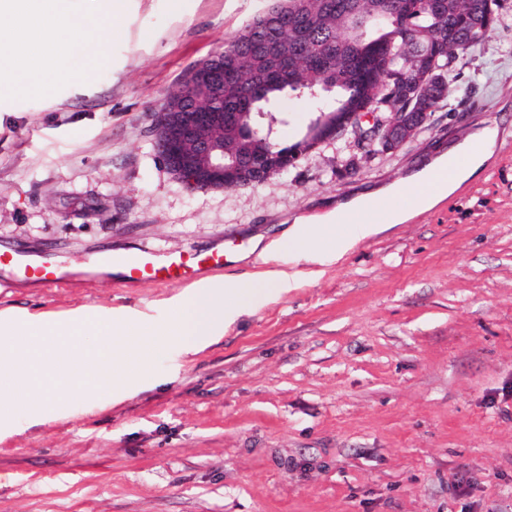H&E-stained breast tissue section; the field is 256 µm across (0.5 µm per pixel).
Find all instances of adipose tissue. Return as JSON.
Segmentation results:
<instances>
[{
	"label": "adipose tissue",
	"instance_id": "obj_1",
	"mask_svg": "<svg viewBox=\"0 0 512 512\" xmlns=\"http://www.w3.org/2000/svg\"><path fill=\"white\" fill-rule=\"evenodd\" d=\"M127 2L109 0L105 12L76 14L69 0H0V14L12 19L11 25H0V54L22 63L21 73L0 84V94L50 92L63 77L53 69V58L74 47L83 59V75H91L107 61V37L118 32ZM88 31L94 39H85ZM490 142L489 133H481L393 187L339 205L324 223H294L261 253L273 256L289 248L303 256L343 255L359 239L435 207L482 167L490 156Z\"/></svg>",
	"mask_w": 512,
	"mask_h": 512
}]
</instances>
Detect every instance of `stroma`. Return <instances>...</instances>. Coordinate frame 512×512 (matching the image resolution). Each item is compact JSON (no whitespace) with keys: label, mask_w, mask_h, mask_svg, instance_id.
Returning <instances> with one entry per match:
<instances>
[{"label":"stroma","mask_w":512,"mask_h":512,"mask_svg":"<svg viewBox=\"0 0 512 512\" xmlns=\"http://www.w3.org/2000/svg\"><path fill=\"white\" fill-rule=\"evenodd\" d=\"M276 0H129L110 64L55 97L0 98V249L41 250L65 283L0 284V315L85 308L161 326L186 287L118 285L102 252L203 253L264 271L257 239L385 189L471 136L481 169L433 209L302 272L194 355L42 424L0 425V512H512V0L457 60L452 91L400 147L328 141L257 187L191 192L157 157L152 111ZM292 144L312 117L276 105Z\"/></svg>","instance_id":"35a3bbf8"}]
</instances>
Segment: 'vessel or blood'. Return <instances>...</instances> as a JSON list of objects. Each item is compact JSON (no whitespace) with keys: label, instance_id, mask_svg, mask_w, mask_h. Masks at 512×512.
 Wrapping results in <instances>:
<instances>
[{"label":"vessel or blood","instance_id":"b4317fda","mask_svg":"<svg viewBox=\"0 0 512 512\" xmlns=\"http://www.w3.org/2000/svg\"><path fill=\"white\" fill-rule=\"evenodd\" d=\"M226 255L223 244H215L206 254L172 252L166 255L135 248L120 254L105 255L101 268L112 270L126 284L191 283L204 270L220 271ZM0 274L12 279L35 281L47 286L64 282L68 273L53 255L39 251L0 252Z\"/></svg>","mask_w":512,"mask_h":512}]
</instances>
